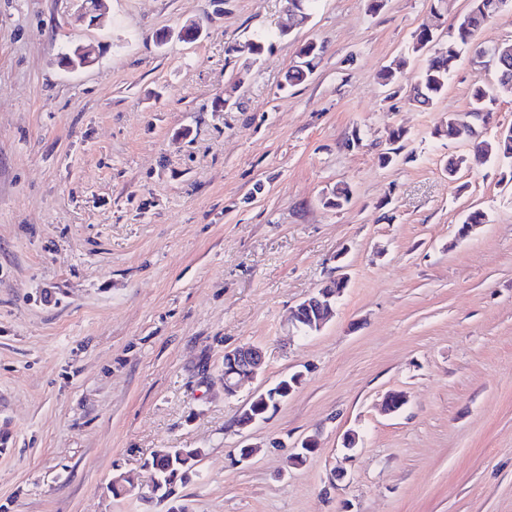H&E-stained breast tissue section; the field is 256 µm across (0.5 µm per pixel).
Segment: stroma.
I'll list each match as a JSON object with an SVG mask.
<instances>
[{"label":"stroma","instance_id":"35a3bbf8","mask_svg":"<svg viewBox=\"0 0 512 512\" xmlns=\"http://www.w3.org/2000/svg\"><path fill=\"white\" fill-rule=\"evenodd\" d=\"M467 6L321 0L246 71L286 0H107L103 27L73 0H0V512H166L145 497L164 448L203 451L187 512H512V159L435 134L494 70L463 50L431 109L410 101L416 30ZM192 19L199 40L156 45ZM307 41L322 60L285 87ZM78 43L97 62L64 69ZM342 276L334 317L298 335L293 310ZM243 344L265 364L228 397ZM390 392L407 401L386 414ZM288 380L289 377L286 380L278 382V384L275 387L268 390L266 393L261 392L258 395H256L247 407L248 412H246L245 410L239 415L238 423L244 425L247 421H249L251 417L262 416L266 414L271 408L275 409L277 407L276 402L279 399L286 397L287 394L290 395L294 390L292 385L288 383ZM274 388L276 390L275 397L272 395V390H274ZM256 420L257 419L255 418L246 424H251Z\"/></svg>","mask_w":512,"mask_h":512}]
</instances>
